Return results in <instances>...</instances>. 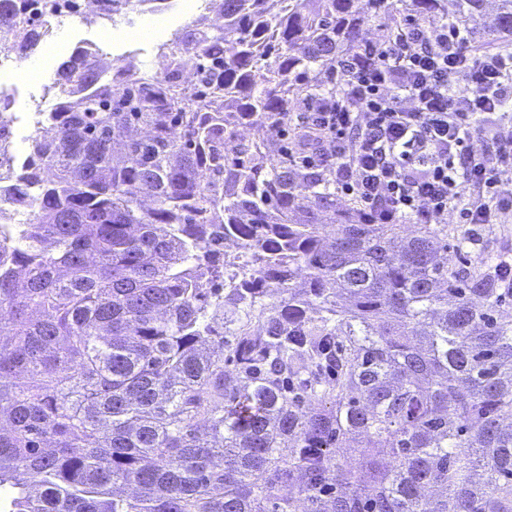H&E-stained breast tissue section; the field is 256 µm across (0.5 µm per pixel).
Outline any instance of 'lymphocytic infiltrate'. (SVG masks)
Wrapping results in <instances>:
<instances>
[{
  "label": "lymphocytic infiltrate",
  "instance_id": "1",
  "mask_svg": "<svg viewBox=\"0 0 512 512\" xmlns=\"http://www.w3.org/2000/svg\"><path fill=\"white\" fill-rule=\"evenodd\" d=\"M462 22L407 20L385 41L364 39L336 64L345 92L304 99L299 127L318 134L290 164L329 171L337 194L373 224H497L512 212L499 178L512 170V47L471 49ZM496 146L474 150L475 137ZM482 192L468 202V190Z\"/></svg>",
  "mask_w": 512,
  "mask_h": 512
}]
</instances>
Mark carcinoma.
Here are the masks:
<instances>
[{"mask_svg": "<svg viewBox=\"0 0 512 512\" xmlns=\"http://www.w3.org/2000/svg\"><path fill=\"white\" fill-rule=\"evenodd\" d=\"M216 2L142 66L73 53L19 169L0 94V512H512L507 293L449 266L447 225L365 224L288 167L301 100L393 3ZM66 13L0 0V49Z\"/></svg>", "mask_w": 512, "mask_h": 512, "instance_id": "obj_1", "label": "carcinoma"}]
</instances>
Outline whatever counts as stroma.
Here are the masks:
<instances>
[{
    "label": "stroma",
    "instance_id": "35a3bbf8",
    "mask_svg": "<svg viewBox=\"0 0 512 512\" xmlns=\"http://www.w3.org/2000/svg\"><path fill=\"white\" fill-rule=\"evenodd\" d=\"M190 19V14L177 6L164 12L135 14L131 19L118 20L112 28L111 40L107 43L102 40L99 26L83 24L76 17L60 23L53 37L41 43L23 60L24 65L38 70V81L22 82L0 76V88L14 96L13 133L18 158H26L31 151L29 137L33 126L30 114L41 102L44 85L52 82L58 66L71 55L75 47L101 43L113 56H121L134 49L138 52V63L144 64L151 60L157 44L169 40ZM471 232L470 225L449 224V257L460 258L462 264L485 270L499 256L512 254V213L504 215L501 223L480 226L478 247H459V240L470 236Z\"/></svg>",
    "mask_w": 512,
    "mask_h": 512
}]
</instances>
